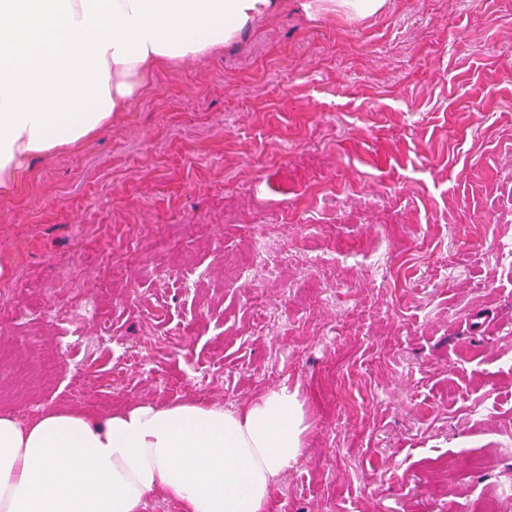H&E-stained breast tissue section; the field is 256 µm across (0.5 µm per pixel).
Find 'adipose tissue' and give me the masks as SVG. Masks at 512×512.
Listing matches in <instances>:
<instances>
[{
	"label": "adipose tissue",
	"mask_w": 512,
	"mask_h": 512,
	"mask_svg": "<svg viewBox=\"0 0 512 512\" xmlns=\"http://www.w3.org/2000/svg\"><path fill=\"white\" fill-rule=\"evenodd\" d=\"M282 0H0V186L30 159L81 145L163 63L236 39ZM305 431L295 394L237 412L205 401L98 414H0V512H266Z\"/></svg>",
	"instance_id": "1"
}]
</instances>
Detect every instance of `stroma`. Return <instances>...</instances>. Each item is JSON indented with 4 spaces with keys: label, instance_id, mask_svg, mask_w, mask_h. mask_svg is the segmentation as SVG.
<instances>
[{
    "label": "stroma",
    "instance_id": "obj_1",
    "mask_svg": "<svg viewBox=\"0 0 512 512\" xmlns=\"http://www.w3.org/2000/svg\"><path fill=\"white\" fill-rule=\"evenodd\" d=\"M510 240L512 0H284L0 188V413L284 385L267 512H512Z\"/></svg>",
    "mask_w": 512,
    "mask_h": 512
}]
</instances>
